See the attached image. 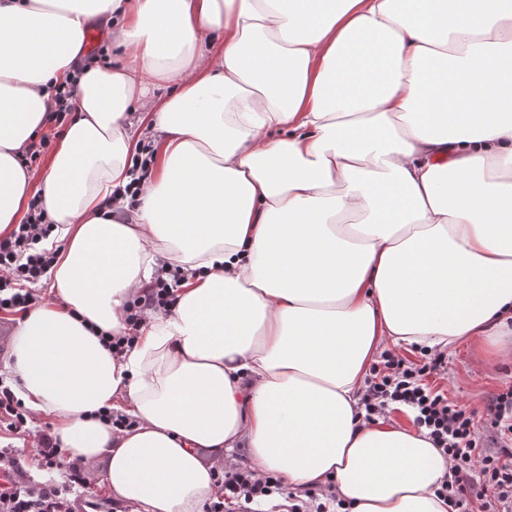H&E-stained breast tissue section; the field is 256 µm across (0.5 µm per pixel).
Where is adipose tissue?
<instances>
[{
    "mask_svg": "<svg viewBox=\"0 0 512 512\" xmlns=\"http://www.w3.org/2000/svg\"><path fill=\"white\" fill-rule=\"evenodd\" d=\"M136 61L77 74L93 22ZM76 112L22 151L55 88ZM156 163L131 214L137 130ZM38 200L56 299L12 336V387L129 512H200L203 452L348 512H448L425 430L365 421L392 345L448 350L512 319V0H0V236ZM183 276L121 355L99 335ZM103 407L128 416L118 430ZM55 99L56 108L50 112L48 119L49 123L51 124L48 125L44 133L53 134L54 132L59 131L58 134L55 138H51L52 142L49 135H44L38 144L32 143L29 145L25 155H22L25 156L24 159L28 160L30 164L36 162L29 167L35 172H39L45 167L48 157L52 153L57 141L60 139L61 134L65 130L67 124L66 121L70 117L71 113L75 110V81L57 86L55 89ZM52 124H54V126ZM54 127L59 128L54 130ZM49 145L50 147L48 151L43 156H41L39 160H37ZM30 164H28V166Z\"/></svg>",
    "mask_w": 512,
    "mask_h": 512,
    "instance_id": "1",
    "label": "adipose tissue"
}]
</instances>
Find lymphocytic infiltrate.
I'll list each match as a JSON object with an SVG mask.
<instances>
[{
  "instance_id": "obj_1",
  "label": "lymphocytic infiltrate",
  "mask_w": 512,
  "mask_h": 512,
  "mask_svg": "<svg viewBox=\"0 0 512 512\" xmlns=\"http://www.w3.org/2000/svg\"><path fill=\"white\" fill-rule=\"evenodd\" d=\"M53 226L37 202H30L21 224L9 237L0 239V313L18 315L41 303L34 286L47 276L56 259L52 250L39 244L50 236ZM176 302L173 284L159 278L126 309L128 332L107 340L109 350H122L132 343L145 319L146 311H169ZM446 366L444 352L424 350L420 362H413L385 350L372 364L366 379L362 404L366 421L386 415L393 407L405 406L414 413L416 426L425 428L435 447L448 456V480L439 494L450 512H472V501H479L481 512H512V387L498 394L484 415L499 444L488 451L476 421L477 414L449 400L443 389L428 381L429 375ZM33 416L4 380L0 379V438L37 437L41 466L55 469L63 465V452L49 434H36ZM22 455L18 449L0 448V512H74L70 500L62 497L51 483L23 480ZM224 494L205 503L203 512H252L254 500L283 493L280 478L257 473L249 466L218 479Z\"/></svg>"
}]
</instances>
